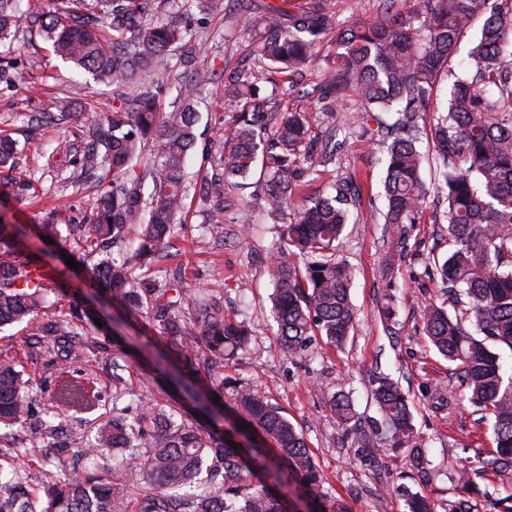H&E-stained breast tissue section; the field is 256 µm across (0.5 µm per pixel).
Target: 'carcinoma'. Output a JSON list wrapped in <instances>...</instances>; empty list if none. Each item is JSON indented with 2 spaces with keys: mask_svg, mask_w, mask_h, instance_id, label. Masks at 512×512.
<instances>
[{
  "mask_svg": "<svg viewBox=\"0 0 512 512\" xmlns=\"http://www.w3.org/2000/svg\"><path fill=\"white\" fill-rule=\"evenodd\" d=\"M15 0H0V42L16 25ZM161 0H59L41 22L55 55L112 86V112L85 131L76 163L83 179L112 188L102 191L78 243L82 263L97 287L110 293L132 320L149 314L156 322L163 358L174 364L168 381L182 396L121 407L126 378L112 370L111 382L85 377L83 347L110 343L88 312H68L34 328L38 356L51 370L54 400L83 406L112 388V422L94 433L76 432L72 446L51 447L60 414L30 397L32 379L15 357L0 355V429L20 426L19 446L0 448V512H284L273 484L295 482L316 504L310 512H347L339 499L321 491L322 470L303 433L266 391L224 374L251 333L224 313L216 296L180 281L162 283L148 272L168 246L171 227L186 206L185 159L194 148L199 113L187 102L160 111L157 99L169 87L170 60L177 58L189 87L213 83L214 73L198 63L187 32L155 20ZM252 27L251 64L235 67L224 81V108L236 113L206 181L200 203L210 233L224 238L227 190L244 188L260 169L267 218L278 225V246L267 267L278 329L286 357L307 351L315 340L340 349L354 328L352 270L336 256L359 187L348 176L318 197L301 196L297 178L318 176L336 161V106L344 91L359 97V114L344 120L352 131L367 117L387 129L378 140L385 155L384 223L403 239L406 225L423 213L429 187L422 176L429 156L419 144L432 142L438 184L448 201L453 250L432 262L446 303L423 305L429 343L460 374L470 404L491 418L496 448L484 467L512 474V371L490 345L512 351V0H415L407 14L386 13L372 24L341 23L327 0H237ZM483 18L480 37L468 54L463 76L438 102L440 83L465 29ZM103 24L110 37L99 32ZM341 27L332 69L310 94L324 113L329 136L311 135L306 113L272 105L261 95L263 77L289 86L312 74L323 35ZM63 98L46 122L72 117ZM436 113L428 131L417 113ZM18 142L0 137V167H14ZM294 208L293 220L284 216ZM136 247L122 263L110 258L131 226ZM38 261L18 234L0 225V328L35 323L48 304V285L33 272ZM453 313H448V310ZM219 402H213V398ZM371 400L377 416L365 429L348 394L328 396L339 427L360 445L402 451L416 464L422 449L413 442L414 415L399 380L379 373ZM258 433L272 450L251 453L220 428L223 410ZM204 414L210 429L187 420ZM115 450L134 469L111 465ZM407 512H435L424 496L411 493Z\"/></svg>",
  "mask_w": 512,
  "mask_h": 512,
  "instance_id": "obj_1",
  "label": "carcinoma"
}]
</instances>
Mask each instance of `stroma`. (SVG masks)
Masks as SVG:
<instances>
[{
	"label": "stroma",
	"instance_id": "stroma-1",
	"mask_svg": "<svg viewBox=\"0 0 512 512\" xmlns=\"http://www.w3.org/2000/svg\"><path fill=\"white\" fill-rule=\"evenodd\" d=\"M54 0H21L13 45H0V135L17 140L20 167L32 180L26 195L14 193L12 173L0 168V223L16 229L27 251L37 256L54 288L47 315L77 303L95 312L112 332L122 336L129 351L124 362L134 394L153 398L162 381L158 364L161 347L149 319L127 326L122 312L108 303L95 287L86 267L69 268L63 251H75L73 242L64 247L39 239L36 226L52 209L75 217L89 210L91 194L71 187L60 189L46 171V157L62 139H75L80 130L112 110L111 87L99 85L74 64L57 57L46 34L30 29V12L50 13ZM167 18L186 27L200 48L201 62L214 70L235 66L251 39L243 17L232 0H217L208 14L168 0ZM25 81H18V74ZM223 80H215L198 105L197 143L187 159V212L175 225L168 256L158 262L160 277L179 276L195 289L214 290L224 298L226 311L250 321L251 344L233 358L242 379L263 388L284 408L303 431L324 478V489L341 498L348 512H376L385 503L386 512H406L405 491L427 497L435 507L448 500L472 499L479 512H490L489 498L512 494V481L481 472V462L495 448L492 423L462 396L460 384L448 362L437 356L423 334L421 309L425 300L440 298V281L427 274V259L446 255L451 248L446 225L433 221L434 202H427L422 223L409 226L404 243L393 246L391 229L380 216L383 198L384 158L377 150L375 121L356 133L337 129L340 166L329 167L309 183L306 193L321 194L342 174L356 173L361 188L357 208L359 221L347 225L338 254L355 270L351 291L357 311L355 335L341 350L312 345L297 358L285 357L276 344L277 324L269 309L272 286L266 267L276 240L274 225L263 216L264 191L260 182L243 189L241 198L252 210L248 235H241L232 215L224 217V238L215 240L199 211V185L212 172L213 157L233 114L225 110ZM74 102L73 118L65 127L31 128L22 114L39 116L53 111L57 98ZM392 305L395 318L383 323L379 311ZM29 329L22 324L0 331V352L17 355L40 388L39 398L50 403L49 370L35 360L29 344ZM393 374L408 393L415 424V439L424 450L420 468H413L404 455L385 448L364 447L347 437L325 403L327 393L349 392L362 418L374 413L369 388L377 372ZM474 472L479 495H469L456 480L461 469Z\"/></svg>",
	"mask_w": 512,
	"mask_h": 512
}]
</instances>
